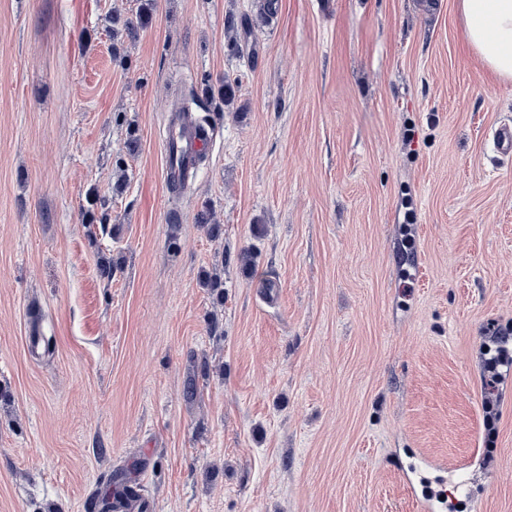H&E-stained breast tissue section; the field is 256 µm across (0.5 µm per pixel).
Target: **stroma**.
<instances>
[{"label":"stroma","instance_id":"1","mask_svg":"<svg viewBox=\"0 0 512 512\" xmlns=\"http://www.w3.org/2000/svg\"><path fill=\"white\" fill-rule=\"evenodd\" d=\"M144 2L0 0V512H425L464 463L512 512V82L455 0ZM170 123V133L166 146V169L170 171L181 167L188 172L180 179L169 180V189L179 195L187 188L194 169L199 165L203 157L208 153L212 144V132L210 127L199 125L190 112H179L174 109ZM188 113V114H187Z\"/></svg>","mask_w":512,"mask_h":512}]
</instances>
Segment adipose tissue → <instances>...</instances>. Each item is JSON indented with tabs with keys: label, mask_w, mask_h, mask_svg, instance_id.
Returning a JSON list of instances; mask_svg holds the SVG:
<instances>
[{
	"label": "adipose tissue",
	"mask_w": 512,
	"mask_h": 512,
	"mask_svg": "<svg viewBox=\"0 0 512 512\" xmlns=\"http://www.w3.org/2000/svg\"><path fill=\"white\" fill-rule=\"evenodd\" d=\"M464 36L484 65L512 81V0H456Z\"/></svg>",
	"instance_id": "obj_1"
}]
</instances>
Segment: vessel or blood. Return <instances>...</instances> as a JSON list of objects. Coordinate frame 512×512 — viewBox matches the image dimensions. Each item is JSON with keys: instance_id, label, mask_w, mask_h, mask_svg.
<instances>
[{"instance_id": "obj_1", "label": "vessel or blood", "mask_w": 512, "mask_h": 512, "mask_svg": "<svg viewBox=\"0 0 512 512\" xmlns=\"http://www.w3.org/2000/svg\"><path fill=\"white\" fill-rule=\"evenodd\" d=\"M212 144L209 127L199 125L190 114L175 113L170 123L166 146V168L194 170L208 153Z\"/></svg>"}]
</instances>
